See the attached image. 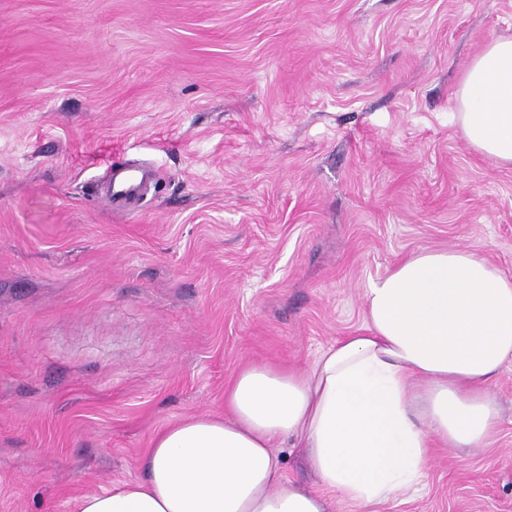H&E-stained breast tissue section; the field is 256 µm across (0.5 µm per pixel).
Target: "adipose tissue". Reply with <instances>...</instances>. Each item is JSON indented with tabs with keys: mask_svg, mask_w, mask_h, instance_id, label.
<instances>
[{
	"mask_svg": "<svg viewBox=\"0 0 512 512\" xmlns=\"http://www.w3.org/2000/svg\"><path fill=\"white\" fill-rule=\"evenodd\" d=\"M469 147L512 166V36L488 42L455 91ZM364 334L306 368L243 365L224 414L156 432L142 478L89 494L77 512H376L416 491L436 443L490 447V384L512 362V277L468 249H422L365 292ZM300 448L316 489L277 453Z\"/></svg>",
	"mask_w": 512,
	"mask_h": 512,
	"instance_id": "obj_1",
	"label": "adipose tissue"
}]
</instances>
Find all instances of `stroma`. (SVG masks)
<instances>
[{
    "label": "stroma",
    "mask_w": 512,
    "mask_h": 512,
    "mask_svg": "<svg viewBox=\"0 0 512 512\" xmlns=\"http://www.w3.org/2000/svg\"><path fill=\"white\" fill-rule=\"evenodd\" d=\"M511 34L512 0H0V512L142 478L244 363L363 332L420 249L512 275V168L452 118ZM491 391L496 442L380 512H512V362Z\"/></svg>",
    "instance_id": "1"
}]
</instances>
